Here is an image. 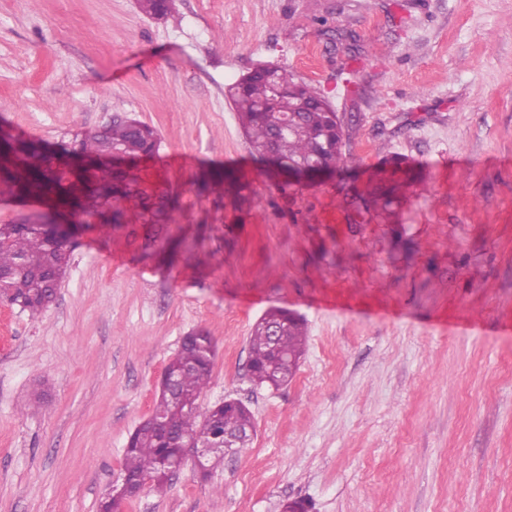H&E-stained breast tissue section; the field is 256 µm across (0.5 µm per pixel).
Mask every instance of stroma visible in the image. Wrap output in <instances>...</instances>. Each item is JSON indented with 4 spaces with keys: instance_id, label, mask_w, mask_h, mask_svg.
<instances>
[{
    "instance_id": "1",
    "label": "stroma",
    "mask_w": 512,
    "mask_h": 512,
    "mask_svg": "<svg viewBox=\"0 0 512 512\" xmlns=\"http://www.w3.org/2000/svg\"><path fill=\"white\" fill-rule=\"evenodd\" d=\"M0 0V126L55 143L115 112L153 127L168 224L85 232L38 319L0 305V512H97L188 333L202 400L252 411L209 479L186 460L121 512H512V0ZM324 89L344 163L281 193L227 94L258 64ZM407 194L341 201L394 160ZM240 170L242 209L197 191ZM301 315L294 378L257 389L248 336Z\"/></svg>"
}]
</instances>
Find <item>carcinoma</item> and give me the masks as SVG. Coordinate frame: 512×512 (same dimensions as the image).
I'll use <instances>...</instances> for the list:
<instances>
[{
  "label": "carcinoma",
  "mask_w": 512,
  "mask_h": 512,
  "mask_svg": "<svg viewBox=\"0 0 512 512\" xmlns=\"http://www.w3.org/2000/svg\"><path fill=\"white\" fill-rule=\"evenodd\" d=\"M142 10L155 17L170 12V0H141ZM241 128L253 149L254 160L274 173L315 162L335 172L343 163L345 131L326 96L309 83L277 67L259 66L237 82L230 93ZM5 143L0 163V188L21 197L55 198L81 217L73 232L108 229L126 223L124 203L139 202L144 224H168L178 209L177 197L147 193L132 173L135 163L155 154L157 133L149 125L114 114L97 131L71 141H61L45 150L40 141L26 140L0 129ZM118 152L123 164H102L100 159ZM68 155H79L92 163L90 171L58 170ZM224 196L242 205L246 197L236 178L226 175ZM403 180L379 179L371 191L357 194L346 205L363 218L384 211L394 202ZM70 261L61 237L43 221L23 219L0 224V280L7 285L5 299L29 317L38 318L55 299V281ZM278 327L279 350L300 358L307 340L302 319L280 308L267 310L252 326L248 338V368L251 381L260 387L278 388L294 377L286 368L272 369L273 327ZM206 332L185 339L166 368L180 371L179 394L173 400L157 395L151 416L130 435L121 475L133 483H151L157 489L171 481L172 465L184 457L186 441L200 436L219 438L227 431L252 425L253 416L243 404L223 401L212 406L201 403L211 377L215 346ZM121 485L110 489L98 503V512H117L125 497Z\"/></svg>",
  "instance_id": "cac0c4a2"
}]
</instances>
